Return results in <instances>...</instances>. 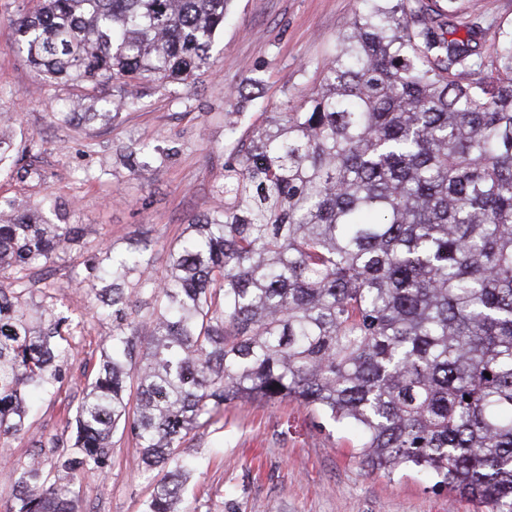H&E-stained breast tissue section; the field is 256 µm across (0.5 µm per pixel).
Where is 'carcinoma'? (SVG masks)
I'll list each match as a JSON object with an SVG mask.
<instances>
[{
    "label": "carcinoma",
    "mask_w": 512,
    "mask_h": 512,
    "mask_svg": "<svg viewBox=\"0 0 512 512\" xmlns=\"http://www.w3.org/2000/svg\"><path fill=\"white\" fill-rule=\"evenodd\" d=\"M14 48L46 81L80 88L62 126H108L141 89L186 86L209 65L230 0H28ZM297 110L274 112L224 162L216 208L169 245L100 246L92 309L112 322L75 417V451L11 471L5 512H84L75 476L102 471L116 433L158 469L145 512H180L179 453L237 400H294L356 428L373 469L412 464L512 512V25L495 53L459 21L464 0H364ZM465 36H457L459 26ZM117 85V100L98 90ZM0 166L20 180L37 142ZM129 167L168 154L132 144ZM81 227L44 197L0 196V440L24 430L29 384L51 391L76 348L34 270ZM490 376H485V373Z\"/></svg>",
    "instance_id": "cac0c4a2"
}]
</instances>
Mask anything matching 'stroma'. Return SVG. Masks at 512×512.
Segmentation results:
<instances>
[{
  "mask_svg": "<svg viewBox=\"0 0 512 512\" xmlns=\"http://www.w3.org/2000/svg\"><path fill=\"white\" fill-rule=\"evenodd\" d=\"M465 21L480 23L484 51L499 25L512 22V0H465ZM23 0H0V113L16 117L18 147L41 145L45 182L0 174V196L19 201L50 196L82 227L83 243L40 272L54 285L58 310L80 322L76 353L54 395L28 393L25 430L0 444V466L28 462L31 442L70 446L74 427L64 410L79 405L96 370L111 322L97 319L84 282L97 245L122 253L149 243L154 267L164 272L167 246L197 215L212 209L213 193L240 137L272 112L298 107L315 79L314 64L331 50L360 0H231L212 64L195 84L147 89L143 106L106 127L54 123L76 91L48 84L13 48L10 18ZM241 97H234V90ZM238 113L227 134V113ZM149 142L171 149L151 168H129L117 147ZM108 171L102 181L82 179L85 167ZM359 434L326 420L303 404L239 400L224 410V427L197 430L189 455L202 465L182 493L188 512H486L438 486L418 468L373 470L358 456ZM131 438L115 436L107 467L86 472L75 485L84 512H143L156 481L138 464Z\"/></svg>",
  "mask_w": 512,
  "mask_h": 512,
  "instance_id": "35a3bbf8",
  "label": "stroma"
}]
</instances>
